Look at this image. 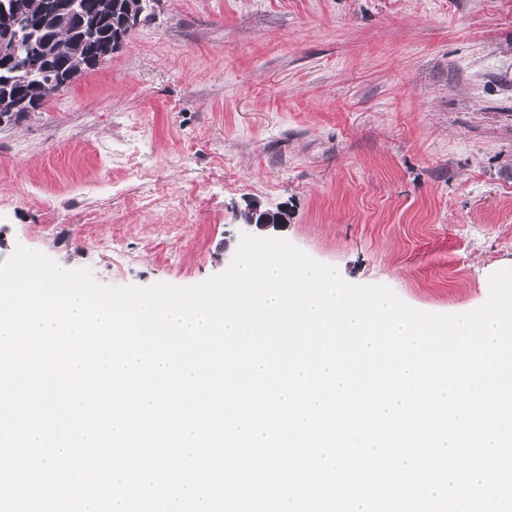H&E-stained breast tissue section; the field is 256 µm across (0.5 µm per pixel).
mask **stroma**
<instances>
[{
  "label": "stroma",
  "mask_w": 512,
  "mask_h": 512,
  "mask_svg": "<svg viewBox=\"0 0 512 512\" xmlns=\"http://www.w3.org/2000/svg\"><path fill=\"white\" fill-rule=\"evenodd\" d=\"M0 126V262L104 285L224 271L247 202L348 282L475 309L512 267V0H150Z\"/></svg>",
  "instance_id": "obj_1"
}]
</instances>
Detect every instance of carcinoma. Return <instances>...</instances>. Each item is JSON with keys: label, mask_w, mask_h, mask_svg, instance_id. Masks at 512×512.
I'll list each match as a JSON object with an SVG mask.
<instances>
[{"label": "carcinoma", "mask_w": 512, "mask_h": 512, "mask_svg": "<svg viewBox=\"0 0 512 512\" xmlns=\"http://www.w3.org/2000/svg\"><path fill=\"white\" fill-rule=\"evenodd\" d=\"M82 16L60 13L41 22L37 35L20 32L25 45V71L10 64L9 53L0 52V108L12 104L13 96L23 97L33 85L45 86L43 100L57 95L59 79H73L79 72L97 66L102 60L103 46L112 43L116 50L129 36V18L139 19L147 8V0H80ZM44 0H10L7 12H0V27H8L15 18H39ZM255 204L246 205L245 221L264 220L269 224L288 223V211L261 209L254 214Z\"/></svg>", "instance_id": "1"}]
</instances>
